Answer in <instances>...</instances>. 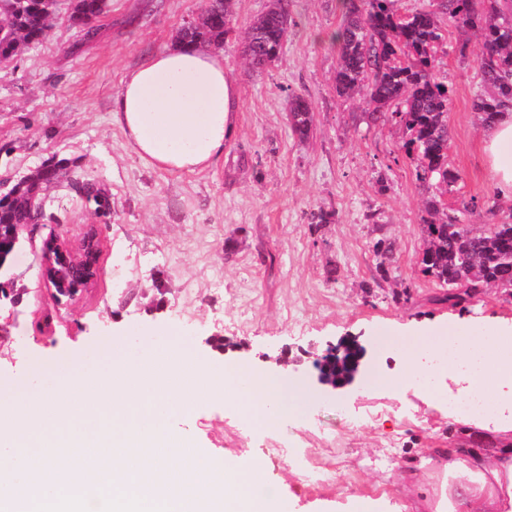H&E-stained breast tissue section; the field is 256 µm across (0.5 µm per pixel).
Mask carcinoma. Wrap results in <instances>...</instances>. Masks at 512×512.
Listing matches in <instances>:
<instances>
[{
	"mask_svg": "<svg viewBox=\"0 0 512 512\" xmlns=\"http://www.w3.org/2000/svg\"><path fill=\"white\" fill-rule=\"evenodd\" d=\"M343 23L334 36L339 47L335 75L340 95L361 93L373 104L376 123L388 115L407 135L402 148L416 163L417 178L436 181L444 193L458 180L448 167L450 91L435 73L434 52L444 39L439 15L481 37L477 58L483 91L473 102L481 124L488 127L512 107V0H437L435 8L402 13L398 0H341ZM11 24L0 28V59H10L39 43L50 27L51 0H15ZM70 19L79 26L104 14L106 0H71ZM289 0H274L271 9L244 32L245 51L252 65L274 62L288 35ZM234 34L229 0H209L200 23L182 29L180 37L216 45ZM294 131L302 138L312 129V103L294 96L289 101ZM62 166L48 162L13 185L0 199V224H30L37 220L31 201L54 183ZM86 200L106 216L107 195L84 185ZM433 218L424 224L429 246L421 258L422 272L444 290L439 300L455 306L467 303L489 286L512 293V215L480 233L458 227L456 214L440 216L441 201L427 202Z\"/></svg>",
	"mask_w": 512,
	"mask_h": 512,
	"instance_id": "carcinoma-1",
	"label": "carcinoma"
}]
</instances>
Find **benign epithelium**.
Segmentation results:
<instances>
[{"mask_svg":"<svg viewBox=\"0 0 512 512\" xmlns=\"http://www.w3.org/2000/svg\"><path fill=\"white\" fill-rule=\"evenodd\" d=\"M17 224H0V267L3 266L7 251L13 249L18 240ZM98 243L96 235L86 238L82 246L81 257L75 258L65 244L56 238H49L43 245L44 268L43 274L56 297H71L80 289L87 287L96 275V259ZM334 363L336 366H346L339 376L320 375V380L332 388H343L350 385L358 373L360 357L355 350L340 346L327 352L320 365Z\"/></svg>","mask_w":512,"mask_h":512,"instance_id":"benign-epithelium-1","label":"benign epithelium"}]
</instances>
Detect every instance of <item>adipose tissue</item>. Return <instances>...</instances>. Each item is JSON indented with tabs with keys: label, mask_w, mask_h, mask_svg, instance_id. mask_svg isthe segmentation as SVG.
Wrapping results in <instances>:
<instances>
[{
	"label": "adipose tissue",
	"mask_w": 512,
	"mask_h": 512,
	"mask_svg": "<svg viewBox=\"0 0 512 512\" xmlns=\"http://www.w3.org/2000/svg\"><path fill=\"white\" fill-rule=\"evenodd\" d=\"M240 109L235 78L222 54L184 41L145 56L123 77L112 100V120L124 132L131 150L154 167L195 171L209 167L224 152ZM496 186L512 196V108L484 132ZM503 334L489 326L478 335L452 329L448 358L464 361L487 354L458 398L480 394L497 403L512 392V375H502L495 360ZM440 485L423 502L411 500L409 488L433 476ZM407 489L392 512H512V448H493L491 455L442 448L421 457L403 476Z\"/></svg>",
	"instance_id": "ef3b65f1"
}]
</instances>
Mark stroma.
Here are the masks:
<instances>
[{
  "mask_svg": "<svg viewBox=\"0 0 512 512\" xmlns=\"http://www.w3.org/2000/svg\"><path fill=\"white\" fill-rule=\"evenodd\" d=\"M206 0H108L84 39L60 9L45 37L0 64V181L11 183L47 161L62 162L42 193V217L22 229L0 268L11 296L0 301V397L19 385L39 391L38 368L58 376L98 363L108 340L122 342L144 372L165 369L152 351L157 326L177 328L188 357L253 372H279L306 394L297 410L266 421L248 407L214 400L170 422L195 447L240 465L258 445L283 449L269 478L285 512H346L351 493L395 496L397 470L414 468L426 448L460 447L465 426L452 410L455 384L440 382L441 407L395 394L377 375L397 376L417 336L456 324L482 331L512 319V295L489 287L468 304L442 302L421 270L423 224L436 189L419 181L402 149L403 128L370 123V104L338 96L339 51L330 39L342 22L339 0H290V24L275 63L254 70L242 43L225 39L224 65L237 80L242 107L234 136L211 167L170 172L129 148L112 121V100L125 72L149 53L175 44L199 21ZM466 55H459L460 43ZM473 33L446 27L435 71L452 90L448 166L459 175L441 194L448 212L474 231L486 210L512 214L484 161V127L472 102L481 90ZM311 101L312 130L299 137L288 116L292 96ZM90 182L112 197L102 216L73 184ZM323 211L327 220L311 221ZM96 233L97 277L75 296L55 300L43 279V244L58 237L79 251ZM392 246L378 264L373 246ZM274 254V263L265 255ZM347 342L363 351L352 384L318 381L317 357ZM331 462L322 485L307 467ZM381 504L378 512H387Z\"/></svg>",
  "mask_w": 512,
  "mask_h": 512,
  "instance_id": "1",
  "label": "stroma"
}]
</instances>
